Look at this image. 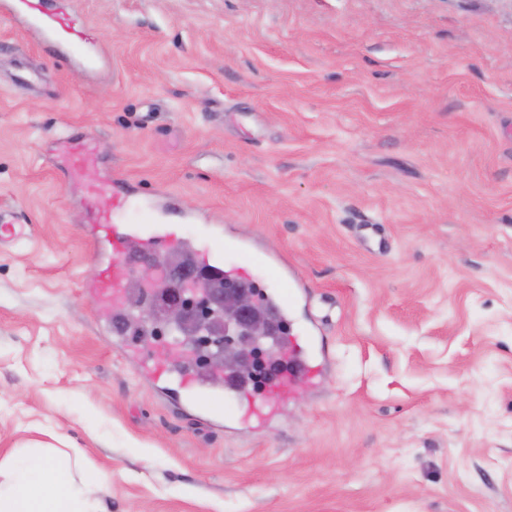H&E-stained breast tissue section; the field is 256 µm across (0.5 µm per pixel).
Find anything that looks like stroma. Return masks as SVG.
<instances>
[{
	"label": "stroma",
	"instance_id": "1",
	"mask_svg": "<svg viewBox=\"0 0 512 512\" xmlns=\"http://www.w3.org/2000/svg\"><path fill=\"white\" fill-rule=\"evenodd\" d=\"M87 73L0 7V457L78 448L99 512H512V0H71ZM172 197L190 243L306 295L329 368L272 424L140 379L52 140Z\"/></svg>",
	"mask_w": 512,
	"mask_h": 512
}]
</instances>
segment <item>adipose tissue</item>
Returning <instances> with one entry per match:
<instances>
[{
  "label": "adipose tissue",
  "mask_w": 512,
  "mask_h": 512,
  "mask_svg": "<svg viewBox=\"0 0 512 512\" xmlns=\"http://www.w3.org/2000/svg\"><path fill=\"white\" fill-rule=\"evenodd\" d=\"M68 475L47 450L32 449L0 459V512H98L96 495L112 483L111 473L80 466Z\"/></svg>",
  "instance_id": "adipose-tissue-1"
}]
</instances>
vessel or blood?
Masks as SVG:
<instances>
[{
    "label": "vessel or blood",
    "instance_id": "obj_1",
    "mask_svg": "<svg viewBox=\"0 0 512 512\" xmlns=\"http://www.w3.org/2000/svg\"><path fill=\"white\" fill-rule=\"evenodd\" d=\"M8 7L27 29L37 32L45 42L55 47L59 58L69 67L91 71L99 65V50L88 39L76 17L46 8L44 0H9ZM54 145L61 159V171L66 182L80 185L86 201L90 203L89 223L110 227L107 244L113 259L92 294L100 307H119L123 282L128 273V264L124 259L127 241L139 237L147 250L158 249L160 244L175 242L172 225L189 223L190 218L178 212L170 199L150 198L144 202L143 208L151 214L156 226L151 235L141 236L137 225L115 223L114 212L126 205L129 195L123 179L115 178L104 183L97 178L98 156L88 139L67 133L56 137ZM104 193L109 194L111 206L102 210L94 206L93 201ZM289 352L295 361L294 370L286 380L268 389V401H278L285 393L295 391L300 382L315 384L328 364L323 339L312 331L292 337ZM135 364L140 374L154 386L162 389L178 386L186 403L200 413H213L215 406L224 398L220 389L201 387L186 371L166 369L159 361L149 358H136Z\"/></svg>",
    "mask_w": 512,
    "mask_h": 512
}]
</instances>
